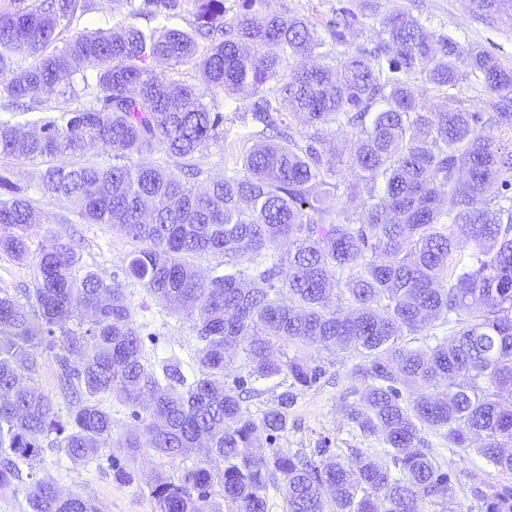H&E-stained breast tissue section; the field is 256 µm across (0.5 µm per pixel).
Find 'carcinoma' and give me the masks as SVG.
<instances>
[{"instance_id": "cac0c4a2", "label": "carcinoma", "mask_w": 512, "mask_h": 512, "mask_svg": "<svg viewBox=\"0 0 512 512\" xmlns=\"http://www.w3.org/2000/svg\"><path fill=\"white\" fill-rule=\"evenodd\" d=\"M472 2L485 19L512 11V0ZM187 4L190 29L169 25ZM125 6L117 27L70 37L86 0H10L0 9V112L25 100L26 111L42 113L26 132L1 118L0 155L45 160L44 194L135 243L106 280L52 235L23 299L0 292V486L46 448L74 464L112 443L170 459L203 448L205 458L178 481L155 480L157 512H218L214 460L224 462V499L235 512H268L272 487L282 490L284 512H456L450 474L425 447V430L512 472V149L485 134H512V72L404 13L380 21L372 47L351 49L357 17L349 10L322 32L278 0H241L233 14L224 0ZM20 57L31 63L17 75ZM187 63L195 85L181 79ZM418 77L438 88L479 82L495 96L492 111L448 96L422 103L411 84ZM271 80L274 100L260 94ZM239 94L258 96L243 133L252 145L212 179L199 155L224 146L221 107ZM51 97L58 105L43 106ZM296 116L306 130L286 121ZM343 128L356 143L348 156L327 148ZM96 143L117 163L78 162ZM156 149L166 160H145ZM345 166L356 173L348 184L339 182ZM0 189V254L24 264L40 216L28 188L0 176ZM340 191L366 194L365 219L337 208ZM206 254L224 264L203 276L194 258ZM125 280L191 322L199 343L192 382L177 364L159 372L146 360ZM463 310L470 316L456 320L452 336L407 346L405 337ZM275 342L362 357L349 374L360 399L348 417L382 439L387 463L359 450L352 461L318 462L255 452L259 434L287 430L297 392L322 375L304 359H274ZM239 349L255 380L292 379L259 417L224 383ZM47 352L77 398L65 423L49 396L22 382ZM404 389L416 396L403 398ZM105 398L132 408L137 421L117 439ZM146 399L143 416L136 408ZM480 499L487 512H512L511 488ZM26 502L29 512H98L92 498L64 496L43 480L28 486Z\"/></svg>"}]
</instances>
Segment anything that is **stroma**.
<instances>
[{
  "mask_svg": "<svg viewBox=\"0 0 512 512\" xmlns=\"http://www.w3.org/2000/svg\"><path fill=\"white\" fill-rule=\"evenodd\" d=\"M285 8L308 18L317 26L340 9L353 11L358 19L350 38L353 45H367L377 37L385 16L405 11L428 30L448 31L465 48L477 47L489 52L499 65L512 71V21L505 18L481 20L471 0H279ZM252 100L238 96L224 108V127L228 132L223 148L211 147L201 158L211 175L223 176L225 167L244 153L245 145L238 140L244 129V117ZM46 168L43 160L18 161L0 155V174L12 182L29 187L30 195L42 212V222L29 231L30 246L39 249L46 236L80 239L83 267L102 276L119 270L133 248V243L107 224L83 223L71 210L68 201L42 194L37 183ZM125 292L132 302L136 321L143 339L144 353L151 363H163L170 358L182 364L194 363L198 342L186 319L163 308L145 288L126 283ZM310 364L321 365L325 375L313 387L299 392L288 414V429L278 434L272 447L294 454L317 457L319 449L328 455L350 458L353 449L372 457H381L382 443L377 438L362 435L346 415L351 403L346 395L348 376L359 357L355 354L311 351L306 355ZM244 352H236L224 372L225 384L242 381L250 391L246 405L253 414L271 406L277 394L271 384L256 383L249 374ZM34 386L52 398L60 417H67L72 398L66 389L61 370L52 355H43L41 367L33 379ZM424 437L436 458L451 470L456 489V512H485L477 498V490L495 486L512 488V473L500 472L471 462L464 449L448 445L440 435L425 432ZM193 459L169 460L149 448L128 454L123 448H103L84 464H72L56 449H45L40 461L31 469L30 477L0 486V512H26V489L31 480L43 479L54 483L62 494L80 493L98 503L100 512H156L150 485L157 475L178 479L184 468L193 466Z\"/></svg>",
  "mask_w": 512,
  "mask_h": 512,
  "instance_id": "stroma-1",
  "label": "stroma"
}]
</instances>
